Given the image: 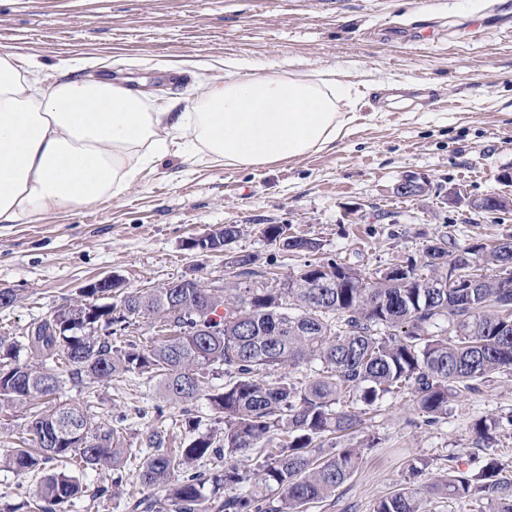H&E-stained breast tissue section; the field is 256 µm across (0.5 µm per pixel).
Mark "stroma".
<instances>
[{"mask_svg": "<svg viewBox=\"0 0 512 512\" xmlns=\"http://www.w3.org/2000/svg\"><path fill=\"white\" fill-rule=\"evenodd\" d=\"M44 71L136 78L158 104L185 111L199 81L224 65L274 73L333 70L360 92L353 132L330 148L257 168H224L172 155L144 171L123 197L32 224L0 228V288L17 289L0 310V330L23 335L74 300L89 281L117 275L131 289L184 277L224 282V257L201 256L191 238L234 224L233 252L285 279L308 261L262 234L270 224L319 241L322 258L366 273L420 256L448 233L455 248L512 235V213L496 219L448 203L449 188L475 199L500 191L512 170V0H0V51ZM429 182L427 195L394 193L401 176ZM60 399L112 424L140 458L150 427L194 417L197 433H220L206 400L166 402L157 380L125 375L85 387L65 383ZM495 440L476 442L485 417ZM374 447H364L367 437ZM348 443L361 450L351 479L306 512H373L405 484L411 466L424 512H474L470 500L431 491L448 458L494 450L512 459V375L491 377L480 395L448 406L425 425L408 397L386 399ZM135 462L108 495L83 496L68 512H131L141 498Z\"/></svg>", "mask_w": 512, "mask_h": 512, "instance_id": "35a3bbf8", "label": "stroma"}]
</instances>
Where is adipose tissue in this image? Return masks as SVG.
<instances>
[{
  "label": "adipose tissue",
  "mask_w": 512,
  "mask_h": 512,
  "mask_svg": "<svg viewBox=\"0 0 512 512\" xmlns=\"http://www.w3.org/2000/svg\"><path fill=\"white\" fill-rule=\"evenodd\" d=\"M359 97L335 72L255 69L199 85L191 111L152 105L131 79L45 73L0 52V226L124 196L178 153L262 167L350 133Z\"/></svg>",
  "instance_id": "obj_1"
}]
</instances>
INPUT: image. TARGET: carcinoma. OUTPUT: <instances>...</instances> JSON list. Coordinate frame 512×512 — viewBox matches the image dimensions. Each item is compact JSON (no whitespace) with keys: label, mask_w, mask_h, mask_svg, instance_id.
Instances as JSON below:
<instances>
[{"label":"carcinoma","mask_w":512,"mask_h":512,"mask_svg":"<svg viewBox=\"0 0 512 512\" xmlns=\"http://www.w3.org/2000/svg\"><path fill=\"white\" fill-rule=\"evenodd\" d=\"M473 207L507 214L486 195ZM285 224H269L264 236L284 250H319L312 240L287 235ZM251 255L224 271V289L177 283L171 288L125 292L83 288L77 304L31 325L22 337L0 333V406L22 409L27 438L0 458L18 473H39L53 462H77L106 482L132 449L121 447L115 430L80 405L59 401L63 375L76 383L110 381L129 373L159 380L172 403L204 395L224 424L221 439L201 435L167 448L157 428L145 440L154 453L138 469L148 490L140 501L166 512H305L331 497L356 470L360 451L339 447L362 426L363 416L389 396L411 394L428 425L448 415V403L478 395L496 373L512 372V277L487 272L512 264V244H498L471 257L448 246L429 245L422 265L410 261L381 277L334 259L307 262L283 288H242L252 276ZM476 270L475 288L448 269ZM92 326L64 335L76 314ZM158 328L147 344L112 342L114 331ZM27 352L31 360L21 358ZM316 364L314 376L268 375L286 367ZM221 370L224 386L208 387ZM259 449L253 474L234 463L209 471L195 464L220 451L229 456ZM410 469L408 486L376 502L373 512H422ZM253 481L250 492L238 486ZM432 488L455 498L487 501L492 512H512V465L489 453L478 469H462L448 458V472ZM89 490L72 471L43 476L34 508L67 512Z\"/></svg>","instance_id":"1"}]
</instances>
